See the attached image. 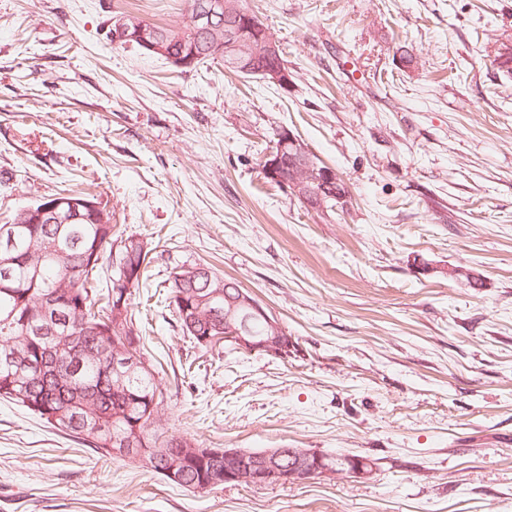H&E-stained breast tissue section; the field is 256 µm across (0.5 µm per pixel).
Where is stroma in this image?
I'll use <instances>...</instances> for the list:
<instances>
[{
    "label": "stroma",
    "mask_w": 512,
    "mask_h": 512,
    "mask_svg": "<svg viewBox=\"0 0 512 512\" xmlns=\"http://www.w3.org/2000/svg\"><path fill=\"white\" fill-rule=\"evenodd\" d=\"M247 3L288 88L113 40L131 13L184 26L186 0H0V224L92 193L153 244L151 286L209 265L298 340L285 363L208 351L161 296L133 298L164 435L376 471L191 492L0 400V512H512V0ZM283 126L347 210L265 178Z\"/></svg>",
    "instance_id": "stroma-1"
}]
</instances>
